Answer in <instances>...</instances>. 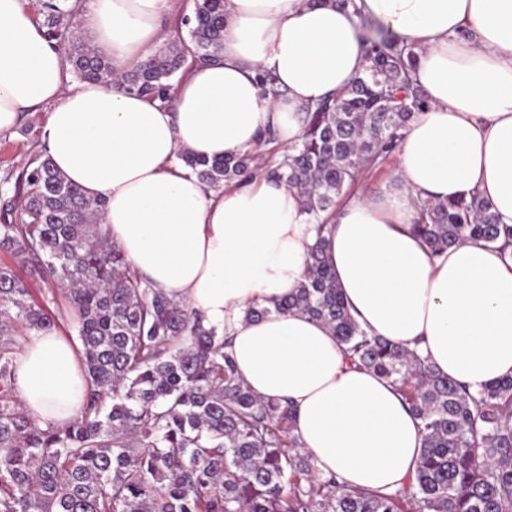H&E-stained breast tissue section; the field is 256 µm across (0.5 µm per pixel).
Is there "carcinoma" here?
I'll return each mask as SVG.
<instances>
[{
    "mask_svg": "<svg viewBox=\"0 0 512 512\" xmlns=\"http://www.w3.org/2000/svg\"><path fill=\"white\" fill-rule=\"evenodd\" d=\"M85 0H50L46 35L66 46L64 63L82 81L108 84L114 72L77 25ZM171 37L119 76L126 90L172 103L174 78L216 60L224 41V0H193ZM368 65L346 88L307 113L299 144L286 150L269 132L253 152L220 161L181 160L207 185L276 175L299 190L319 232L305 280L259 320L298 312L328 326L345 358L388 380L421 421L414 479L394 494L340 485L300 448L294 414L262 400L224 354L226 337L170 299L100 232L105 201H89L43 154L16 176L21 207L0 210V249L37 266L68 291L88 392L80 415L41 428L15 398V325L57 328L48 299L0 262V512H512V376L469 385L441 375L417 351L368 335L349 312L328 266L321 235L338 198L357 177L400 151L426 106L411 73L416 54L389 26L357 30ZM413 231L439 254L464 241L512 248V225L490 202H428Z\"/></svg>",
    "mask_w": 512,
    "mask_h": 512,
    "instance_id": "obj_1",
    "label": "carcinoma"
}]
</instances>
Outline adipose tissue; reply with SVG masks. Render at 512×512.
I'll list each match as a JSON object with an SVG mask.
<instances>
[{
  "label": "adipose tissue",
  "mask_w": 512,
  "mask_h": 512,
  "mask_svg": "<svg viewBox=\"0 0 512 512\" xmlns=\"http://www.w3.org/2000/svg\"><path fill=\"white\" fill-rule=\"evenodd\" d=\"M179 7L89 0L83 28L120 72L168 39L162 22ZM360 14L413 46L429 105L406 132L397 188L351 198L328 224L336 284L369 335L418 350L444 375L475 389L512 376V253L466 241L435 255L411 230L414 200L473 194L512 225V0H224L222 50L188 68L170 108L115 83L68 85L62 45L24 0H0V132L49 106L43 153L105 201L103 233L155 287L230 336L239 375L257 397L292 404L300 446L321 472L391 494L413 478L422 447L394 387L349 366L319 321L245 318L304 279L316 232L298 190L277 178L210 188L180 159L244 154L268 128L298 143L307 108L366 66ZM262 71L281 87L277 101L263 98ZM15 381L39 426L82 408L86 374L61 332L31 333Z\"/></svg>",
  "instance_id": "1"
}]
</instances>
